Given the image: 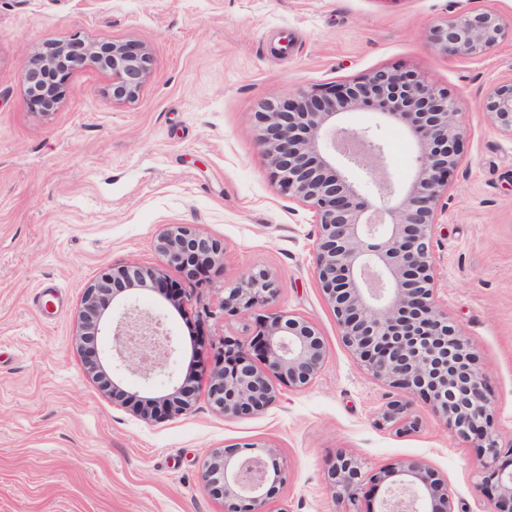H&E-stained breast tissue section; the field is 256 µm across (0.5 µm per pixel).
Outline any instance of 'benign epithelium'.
Listing matches in <instances>:
<instances>
[{
  "label": "benign epithelium",
  "instance_id": "obj_1",
  "mask_svg": "<svg viewBox=\"0 0 512 512\" xmlns=\"http://www.w3.org/2000/svg\"><path fill=\"white\" fill-rule=\"evenodd\" d=\"M507 36L494 11L466 13L427 32L431 46L455 59L478 57ZM76 54L111 75L114 102L134 98L151 75L152 57L144 44L114 41L103 48L79 38L55 41L47 53L28 61L30 101L46 94L42 71H58ZM362 108L378 110L415 139L409 184L399 186L389 176L378 140L345 125V115ZM482 109L496 131L512 138V77L485 92ZM458 116L448 90L411 69L382 68L268 100L253 113V123L278 191L313 213L318 228L313 274L343 343L366 374L399 392L385 420L399 430L411 428L413 400L425 401L450 436L484 460L476 492L489 497L490 512H512V448L499 446L477 355L434 300L432 235L459 167ZM355 169L374 178L378 200L363 195L350 178ZM155 250L154 266L103 272L85 288L77 319L79 336L96 339L112 313V363L145 380L165 372L176 345L161 317L117 295L134 288L164 295L167 270L193 273L222 255L224 244L194 224H170L157 236ZM279 290L265 269H251L224 286L223 314L259 321L248 342L224 340L205 369L208 401L226 416L266 412L278 399L277 385L308 388L326 360L325 343L311 322L292 312H265ZM198 379L195 369L166 394L151 398L163 404L159 412L147 403L130 411L146 422L176 419L192 409ZM199 478L201 489L224 503V512H287L277 502L288 472L266 446L215 449L202 460ZM329 478L337 500H356L369 488L366 512H456L447 481L421 460L371 474L355 455L341 453Z\"/></svg>",
  "mask_w": 512,
  "mask_h": 512
}]
</instances>
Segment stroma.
Returning a JSON list of instances; mask_svg holds the SVG:
<instances>
[{
	"label": "stroma",
	"instance_id": "obj_1",
	"mask_svg": "<svg viewBox=\"0 0 512 512\" xmlns=\"http://www.w3.org/2000/svg\"><path fill=\"white\" fill-rule=\"evenodd\" d=\"M493 10L512 27V0H0V512H223L199 485L215 448L273 447L288 469V512H364L337 502L328 470L341 452L376 471L426 461L448 481L457 512H489L475 493L483 467L423 402L414 429L383 415L396 391L362 372L343 345L313 277L312 213L278 193L256 146L253 114L267 99L403 63L448 89L463 153L434 226L437 303L461 328L489 380L494 428L512 444V138L488 123L486 89L512 77V38L458 60L432 49L429 27ZM133 41L152 75L117 104L112 78L82 65L49 113L26 93L28 59L48 41ZM377 130L390 173L408 184L416 148L372 110L349 113ZM194 224L224 244L207 287L185 273L176 306L144 289L177 353L151 382L119 370V388L164 394L209 345L248 341L254 318H223L226 282L268 270L272 310L317 326L327 361L305 390L280 387L266 413L227 418L205 394L172 421L149 423L113 405L86 375L76 337L82 293L113 264L154 265L157 235Z\"/></svg>",
	"mask_w": 512,
	"mask_h": 512
}]
</instances>
